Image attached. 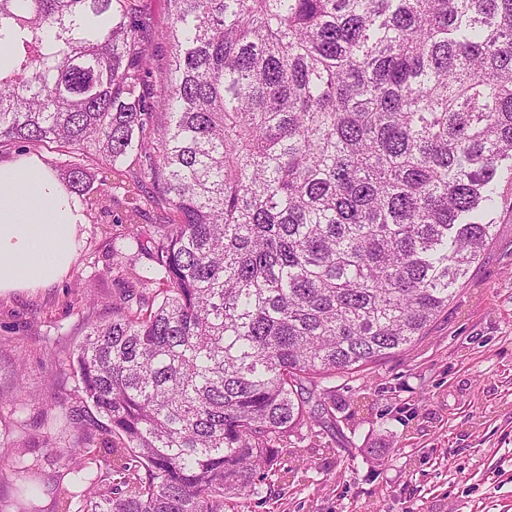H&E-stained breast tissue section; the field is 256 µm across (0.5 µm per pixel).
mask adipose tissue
I'll return each instance as SVG.
<instances>
[{
  "mask_svg": "<svg viewBox=\"0 0 512 512\" xmlns=\"http://www.w3.org/2000/svg\"><path fill=\"white\" fill-rule=\"evenodd\" d=\"M84 225L79 198L38 157L0 161V296L60 283Z\"/></svg>",
  "mask_w": 512,
  "mask_h": 512,
  "instance_id": "obj_1",
  "label": "adipose tissue"
}]
</instances>
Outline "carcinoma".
<instances>
[{"mask_svg":"<svg viewBox=\"0 0 512 512\" xmlns=\"http://www.w3.org/2000/svg\"><path fill=\"white\" fill-rule=\"evenodd\" d=\"M167 2L159 31L135 0H0V145L133 154L171 214L112 247L152 295L88 302L64 512L256 493L324 382L427 336L512 182V0Z\"/></svg>","mask_w":512,"mask_h":512,"instance_id":"obj_1","label":"carcinoma"}]
</instances>
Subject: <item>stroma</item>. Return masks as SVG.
I'll return each mask as SVG.
<instances>
[{"label": "stroma", "instance_id": "stroma-1", "mask_svg": "<svg viewBox=\"0 0 512 512\" xmlns=\"http://www.w3.org/2000/svg\"><path fill=\"white\" fill-rule=\"evenodd\" d=\"M85 165L91 203L70 274L0 297V512H12L28 483L12 460H47L87 413L60 359L83 339L88 301L120 303L138 286L131 268L150 264L112 254L127 231L121 177L135 162ZM502 191L493 244L428 335L331 380V422L302 429L261 494L229 500L226 512H512V187ZM54 406L67 415L50 429Z\"/></svg>", "mask_w": 512, "mask_h": 512}]
</instances>
